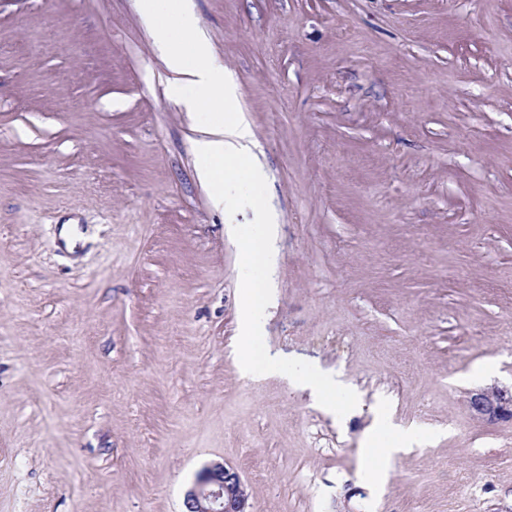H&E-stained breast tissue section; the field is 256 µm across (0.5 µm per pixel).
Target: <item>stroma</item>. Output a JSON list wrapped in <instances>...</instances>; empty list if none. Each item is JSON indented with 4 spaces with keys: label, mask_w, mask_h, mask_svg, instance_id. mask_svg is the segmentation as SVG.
Here are the masks:
<instances>
[{
    "label": "stroma",
    "mask_w": 512,
    "mask_h": 512,
    "mask_svg": "<svg viewBox=\"0 0 512 512\" xmlns=\"http://www.w3.org/2000/svg\"><path fill=\"white\" fill-rule=\"evenodd\" d=\"M278 217L261 346L135 0H0V512H512V0H192ZM341 381L342 422L287 373ZM385 399L420 441L362 479ZM470 408L477 416L489 422L512 419V394L491 389L475 393L470 399ZM249 495L237 470L214 464L200 471L184 497L185 512H251Z\"/></svg>",
    "instance_id": "1"
}]
</instances>
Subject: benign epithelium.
<instances>
[{
  "mask_svg": "<svg viewBox=\"0 0 512 512\" xmlns=\"http://www.w3.org/2000/svg\"><path fill=\"white\" fill-rule=\"evenodd\" d=\"M470 408L489 422L512 419V394L483 390L470 399ZM249 495L237 470L214 464L200 471L184 497L185 512H249Z\"/></svg>",
  "mask_w": 512,
  "mask_h": 512,
  "instance_id": "benign-epithelium-1",
  "label": "benign epithelium"
}]
</instances>
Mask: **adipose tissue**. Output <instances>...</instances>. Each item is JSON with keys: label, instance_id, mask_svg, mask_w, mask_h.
Listing matches in <instances>:
<instances>
[{"label": "adipose tissue", "instance_id": "adipose-tissue-1", "mask_svg": "<svg viewBox=\"0 0 512 512\" xmlns=\"http://www.w3.org/2000/svg\"><path fill=\"white\" fill-rule=\"evenodd\" d=\"M138 4L169 68L183 76L172 95L192 115L201 133L193 142L196 172L208 187L214 206L235 208L240 180H247L253 188L249 203L258 217V229L236 232L240 261L249 272L242 284L240 363L246 372L258 364L265 371L279 372L274 358L256 353L264 331L262 314L272 298L277 221L262 195L264 172L252 153V128L235 106V88L223 68L210 63L188 0H138ZM410 440L408 433L394 428L382 414L365 434L361 453L370 461L387 460Z\"/></svg>", "mask_w": 512, "mask_h": 512}]
</instances>
